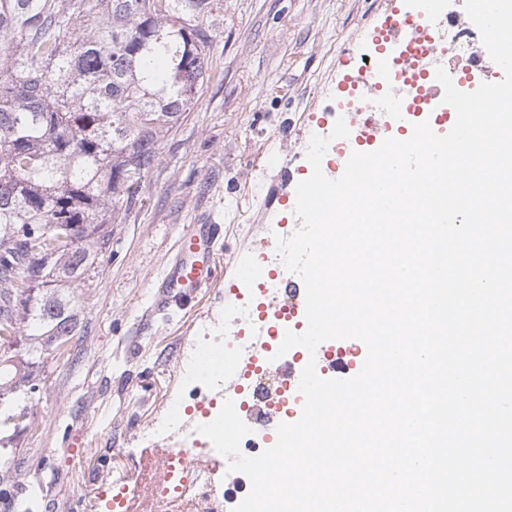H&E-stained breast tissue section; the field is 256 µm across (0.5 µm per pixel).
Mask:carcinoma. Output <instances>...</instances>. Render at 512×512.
<instances>
[{
  "label": "carcinoma",
  "instance_id": "carcinoma-1",
  "mask_svg": "<svg viewBox=\"0 0 512 512\" xmlns=\"http://www.w3.org/2000/svg\"><path fill=\"white\" fill-rule=\"evenodd\" d=\"M217 2L0 0V338L28 340L0 360V431L29 418L21 369L73 336L77 301L61 289L93 266L102 225L123 223L215 77L204 18Z\"/></svg>",
  "mask_w": 512,
  "mask_h": 512
}]
</instances>
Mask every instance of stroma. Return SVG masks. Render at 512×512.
Returning a JSON list of instances; mask_svg holds the SVG:
<instances>
[{"instance_id":"obj_1","label":"stroma","mask_w":512,"mask_h":512,"mask_svg":"<svg viewBox=\"0 0 512 512\" xmlns=\"http://www.w3.org/2000/svg\"><path fill=\"white\" fill-rule=\"evenodd\" d=\"M390 0H222L208 20L217 68L145 178L143 200L73 284L77 332L63 358L33 366L36 430L13 431L0 512L37 491L34 512H93L100 478L133 479L155 455L152 423L167 396L198 418L179 366L194 340L229 329L252 304L241 271L273 238L298 231L286 172L304 166L337 83L369 51ZM222 227L215 287L184 307L155 290L186 225Z\"/></svg>"}]
</instances>
